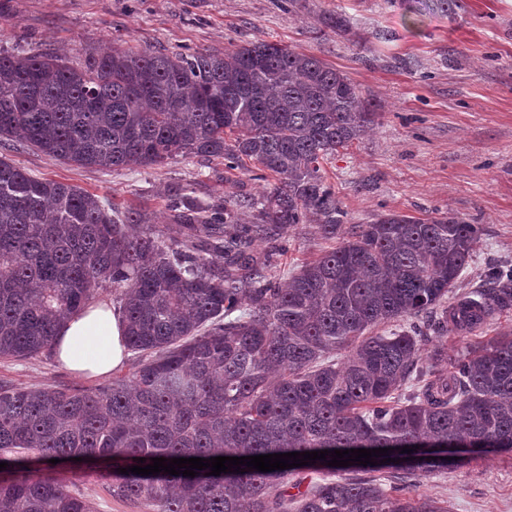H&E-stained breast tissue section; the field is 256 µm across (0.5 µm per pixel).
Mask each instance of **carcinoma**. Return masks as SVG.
Listing matches in <instances>:
<instances>
[{
  "label": "carcinoma",
  "instance_id": "carcinoma-1",
  "mask_svg": "<svg viewBox=\"0 0 512 512\" xmlns=\"http://www.w3.org/2000/svg\"><path fill=\"white\" fill-rule=\"evenodd\" d=\"M454 0H407L448 11ZM342 71L278 42L190 54L87 44L84 66L50 51L0 49V139L15 137L80 167L163 165L185 155L249 162L259 194L209 201L170 193L167 242L148 212L41 179L0 156V358L54 349L65 319L104 287L125 322L132 376L86 388L0 385V512H97L64 476L31 464L71 458L112 469L113 498L146 512H448L427 495H393L372 473L415 479L448 449L512 450V333L455 358L428 335L471 332L512 312V272L454 302L481 228L450 214L346 212L323 163L377 124ZM315 224L337 241L282 284L269 274L284 233ZM258 241L271 244L258 253ZM414 319L407 327H379ZM385 448L375 466L219 476L122 474L155 457L255 456ZM390 462L383 464L381 460ZM350 473L279 489L305 470Z\"/></svg>",
  "mask_w": 512,
  "mask_h": 512
}]
</instances>
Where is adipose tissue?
<instances>
[{
  "label": "adipose tissue",
  "mask_w": 512,
  "mask_h": 512,
  "mask_svg": "<svg viewBox=\"0 0 512 512\" xmlns=\"http://www.w3.org/2000/svg\"><path fill=\"white\" fill-rule=\"evenodd\" d=\"M53 353L79 376L110 375L126 357L124 325L112 305L94 303L61 327Z\"/></svg>",
  "instance_id": "adipose-tissue-1"
}]
</instances>
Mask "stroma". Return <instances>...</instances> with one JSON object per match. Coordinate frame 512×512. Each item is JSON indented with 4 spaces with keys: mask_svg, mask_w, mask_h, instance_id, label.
Masks as SVG:
<instances>
[{
    "mask_svg": "<svg viewBox=\"0 0 512 512\" xmlns=\"http://www.w3.org/2000/svg\"><path fill=\"white\" fill-rule=\"evenodd\" d=\"M418 23L401 0H0V49L47 50L73 67L88 41L107 48L221 52L259 40L312 54L346 73L381 117L349 150L323 165L350 224L396 211L427 218L451 213L480 225L481 238L463 273L462 291L496 269L512 268V0H460ZM342 15L346 34L327 25ZM38 178L77 185L118 206L145 207L166 236L174 188L197 196L256 194L267 183L222 161L195 156L151 168L78 167L19 139L4 150ZM279 268L292 272L318 257L326 241L314 225L288 233ZM0 383L17 387L96 386L53 354L0 358ZM71 489L98 512H143L113 499L99 467H70ZM450 512H512V451L470 455L413 487Z\"/></svg>",
    "mask_w": 512,
    "mask_h": 512,
    "instance_id": "obj_1",
    "label": "stroma"
}]
</instances>
